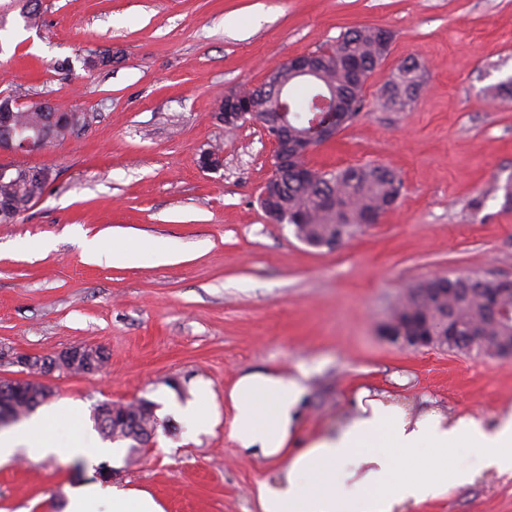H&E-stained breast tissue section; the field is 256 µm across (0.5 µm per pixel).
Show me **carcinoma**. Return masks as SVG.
<instances>
[{
    "label": "carcinoma",
    "mask_w": 512,
    "mask_h": 512,
    "mask_svg": "<svg viewBox=\"0 0 512 512\" xmlns=\"http://www.w3.org/2000/svg\"><path fill=\"white\" fill-rule=\"evenodd\" d=\"M28 25L41 23L39 0H17ZM392 35L380 28H362L345 32L336 46L323 56L324 85L303 86L288 81L291 128L307 138L315 147L326 141L323 124L342 128L352 122L365 106L362 91H353L350 68L371 73L385 59ZM423 65L405 61L386 84L383 106L404 109L418 96ZM8 104L13 121L0 127V141L14 139L19 131L38 127L43 145L62 140L69 128L77 125L72 114L55 111L46 102L24 107L8 95L0 100V108ZM21 172L0 182V224L15 223L30 205L47 192L51 179L39 180ZM401 178L381 165L348 166L336 171L312 169L298 179L293 175L280 179L278 206L288 214L298 239L312 247L333 248L351 237L366 222H374L399 199ZM512 309V283L480 276H435L418 282L401 295L392 310L391 319H401L406 335L415 336L435 329L448 320L457 340L448 349L457 352H489L502 343H512V320L504 321L495 314L497 306ZM46 400V394L34 380L0 390V412L8 410L20 419ZM111 417L97 422L102 435L111 440L131 441L130 450L145 448L151 441L156 419L153 403L139 400L117 403L110 408Z\"/></svg>",
    "instance_id": "obj_1"
}]
</instances>
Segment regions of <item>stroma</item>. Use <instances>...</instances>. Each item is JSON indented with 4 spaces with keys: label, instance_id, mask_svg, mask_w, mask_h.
Wrapping results in <instances>:
<instances>
[{
    "label": "stroma",
    "instance_id": "35a3bbf8",
    "mask_svg": "<svg viewBox=\"0 0 512 512\" xmlns=\"http://www.w3.org/2000/svg\"><path fill=\"white\" fill-rule=\"evenodd\" d=\"M40 11L32 28L0 0V91L87 125L48 150L0 155L52 178L17 223L0 224V347L49 357L92 345L108 357L93 375L47 377L49 405L78 407L90 428L103 401H183L203 383L220 405L240 373L302 365L304 438L363 387L489 423L512 406V359L402 348L382 331L403 289L426 278L512 280V101L490 93L512 75V0H40ZM361 26L391 32L388 55L364 109L306 162L383 165L403 192L341 245L314 248L260 206L272 139L253 121L225 130L217 104ZM108 48L111 65L84 69ZM411 58L425 68L421 94L385 108L383 88ZM212 146L221 165L207 171L199 159ZM94 237L117 251L176 242L180 255L92 261L82 242ZM117 447L100 458L115 485L149 492L165 512H253L251 491L270 473L239 457L220 423L197 434L166 415L147 447ZM98 480L83 456L21 453L0 464V512H63L68 487ZM423 512H512V476Z\"/></svg>",
    "mask_w": 512,
    "mask_h": 512
}]
</instances>
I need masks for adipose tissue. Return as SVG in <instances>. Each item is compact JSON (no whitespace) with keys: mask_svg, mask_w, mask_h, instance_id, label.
<instances>
[{"mask_svg":"<svg viewBox=\"0 0 512 512\" xmlns=\"http://www.w3.org/2000/svg\"><path fill=\"white\" fill-rule=\"evenodd\" d=\"M310 373L274 369L240 374L224 394L227 435L244 458L272 466L259 481V512H420L460 488L496 474H512V408L494 425L468 415H449L387 391L360 388L348 411L299 440ZM163 414L189 418L198 432L216 424L209 387L173 402ZM45 459L93 448L66 405L35 416L22 428L0 432V463L18 448ZM164 512L147 492L116 486L78 485L66 492L63 512Z\"/></svg>","mask_w":512,"mask_h":512,"instance_id":"obj_1","label":"adipose tissue"}]
</instances>
